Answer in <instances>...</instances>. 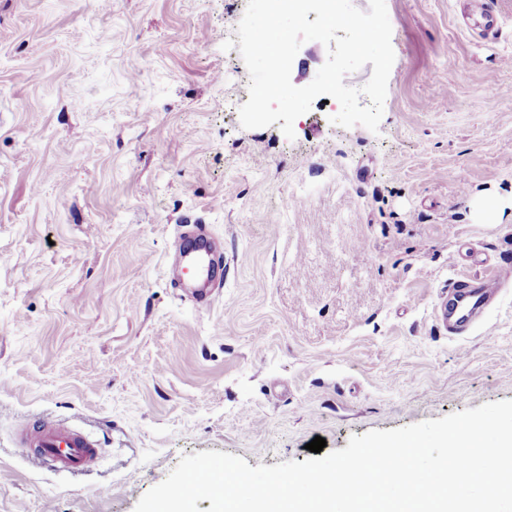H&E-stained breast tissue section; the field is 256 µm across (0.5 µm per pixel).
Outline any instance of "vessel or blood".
<instances>
[{
	"mask_svg": "<svg viewBox=\"0 0 512 512\" xmlns=\"http://www.w3.org/2000/svg\"><path fill=\"white\" fill-rule=\"evenodd\" d=\"M465 17L470 27L485 38L495 35L500 28V15L492 0H466ZM222 251L221 241L212 237L205 238L199 249L185 254L180 262L169 264L166 268L167 276L171 283H182L187 267L191 266L195 268L198 279L210 280L212 258ZM510 283L511 264L500 267L490 277L468 278L451 283L448 303L442 310L449 333L465 332L472 319L491 307L501 290ZM17 450L36 467L51 461L62 469H77L93 460L95 443L65 424L49 421L32 431L23 432L17 441Z\"/></svg>",
	"mask_w": 512,
	"mask_h": 512,
	"instance_id": "obj_1",
	"label": "vessel or blood"
}]
</instances>
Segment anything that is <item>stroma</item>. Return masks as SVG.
I'll return each instance as SVG.
<instances>
[{"instance_id":"obj_1","label":"stroma","mask_w":512,"mask_h":512,"mask_svg":"<svg viewBox=\"0 0 512 512\" xmlns=\"http://www.w3.org/2000/svg\"><path fill=\"white\" fill-rule=\"evenodd\" d=\"M248 0H0V512H135L183 456L310 458L512 399V285L450 335L460 276L512 263V0H386L378 132L315 100L243 128ZM465 189H458V180ZM224 243L212 302L165 267ZM45 419L97 458L32 470ZM492 0H466L465 18L482 37L494 36L500 28V15Z\"/></svg>"}]
</instances>
